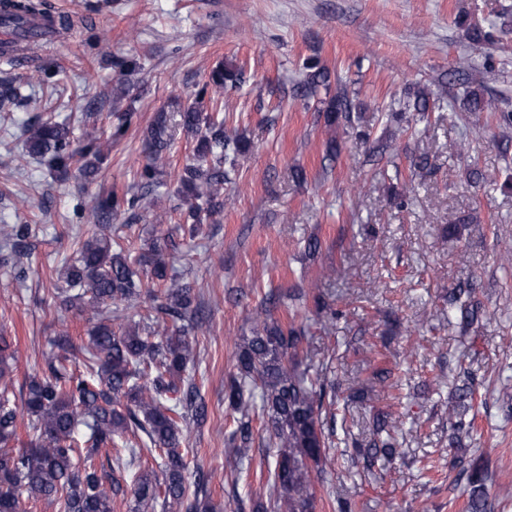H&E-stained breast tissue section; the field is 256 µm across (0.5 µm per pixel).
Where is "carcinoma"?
Segmentation results:
<instances>
[{
	"label": "carcinoma",
	"instance_id": "obj_1",
	"mask_svg": "<svg viewBox=\"0 0 512 512\" xmlns=\"http://www.w3.org/2000/svg\"><path fill=\"white\" fill-rule=\"evenodd\" d=\"M35 18L51 30L71 28L73 20L50 14L44 0H0V27L12 28L26 38L24 24ZM296 88L309 100L320 88L330 85L329 72L311 61ZM245 81L240 68L216 65L196 93L195 100L180 114L185 131L196 137L195 161L174 176L176 196L186 203L180 217L188 232H197L202 212L224 208L222 190L229 180L226 163L231 155L250 146L241 133L224 131V89ZM27 101L23 85L11 76H0V108H22ZM463 107L468 112H493L495 107L480 93H466ZM326 125L350 119L351 107L344 89L336 91L326 105L318 108ZM27 156L44 163L48 174L64 181L73 172L84 179L96 176L104 157L98 139L87 132L75 137L68 124L34 121L23 127ZM147 161L137 173L142 191H153L158 183V166L171 149L173 134L167 116L159 112L146 127L142 140ZM143 196H96L90 207L74 211L79 221L91 219L108 224L112 216L134 210ZM15 264L29 255V227L16 224L10 233ZM173 243L162 238L153 243L147 256L133 262L112 239L92 236L79 243L74 263L58 273L53 298L66 310L89 305H110L141 296L149 287L145 278L164 286L155 295L146 323L117 329L112 315H105L89 330L87 371L78 373L68 366L65 355L46 359L42 374L26 385L23 409L33 434L31 447L16 453L0 452V512H20L21 497L46 500L59 512H112V497L92 464L93 452L110 448L126 432H141L146 440L125 442L117 450V469L133 473L134 512H155L160 507L176 512H199L198 499L189 495L186 454L180 449L181 422L191 416L204 419L206 406L189 373L197 355V343L190 336L191 325L202 320L201 309L193 305L192 289L174 279L167 280ZM473 288H458L449 299L460 312L462 327L474 318ZM307 331L290 322H263L244 337L236 356L237 377L225 389L224 403L240 415L227 440L241 458L255 442L250 419L251 404L245 393L259 392L260 409L267 420L265 447L276 449L270 481L276 499L274 512H314L315 466L326 456L332 431L325 428L323 414L336 401V383L321 374L310 378L296 371ZM12 343L0 335V443L7 444L18 427L14 394L4 382L9 361L14 359ZM448 423L453 435L468 434L473 423L465 422L457 406H448ZM401 422L377 421L367 445L355 444L356 452L372 464L382 455L392 457L396 449L389 439ZM163 453L164 498L157 494V482L147 473L133 472L144 452ZM467 476L469 512H494L486 486L488 472L474 464L462 468Z\"/></svg>",
	"mask_w": 512,
	"mask_h": 512
}]
</instances>
